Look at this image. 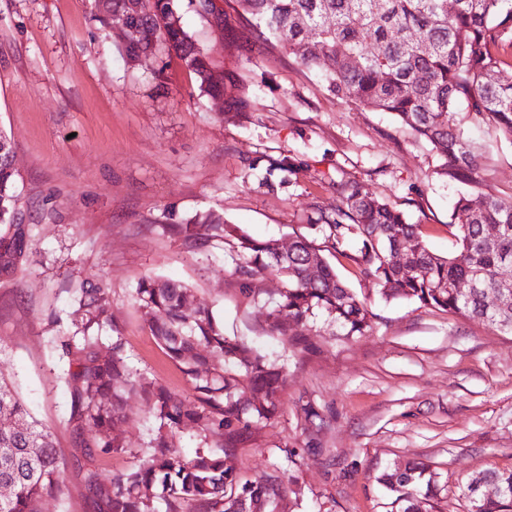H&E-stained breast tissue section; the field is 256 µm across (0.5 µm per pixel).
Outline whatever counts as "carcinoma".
<instances>
[{
  "instance_id": "cac0c4a2",
  "label": "carcinoma",
  "mask_w": 512,
  "mask_h": 512,
  "mask_svg": "<svg viewBox=\"0 0 512 512\" xmlns=\"http://www.w3.org/2000/svg\"><path fill=\"white\" fill-rule=\"evenodd\" d=\"M239 19L267 46L280 48L296 63L316 72L328 88L373 112H387L431 146L443 169L469 181L481 154L468 143L455 115H486L512 139V0H235ZM92 18L110 27L115 14L132 30L121 52L130 63L161 51L173 52L197 79L199 96L212 99L237 84V76L215 64L210 50L185 27V10L219 30L227 13L214 0H88ZM318 37L308 39L310 31ZM239 117L253 108L246 95L230 99ZM11 141L0 133V279L16 275L27 252L30 225L15 223L18 199ZM292 165L270 164L262 185L288 182ZM339 204L307 225V232L257 240L216 211L196 213L163 231L193 246L213 239L234 245L236 284L245 297L267 307L273 335L306 356L314 323L327 316L347 336L370 328L372 313L357 292L336 274L327 255H342L360 275L378 286L381 298L415 301L512 334V203L486 198L478 207L465 195L452 214L455 249L431 252L418 225L389 203L369 195L356 181L336 182ZM489 224L498 234H485ZM278 274L283 288L271 295L267 275ZM464 292H459V289ZM145 325L165 353L185 366L201 402L189 408L158 381L143 384L159 422L150 455L140 468L107 482L91 480L89 491L107 512H154V490L162 487L165 512H266L282 488L274 477L241 482L234 448L247 441L251 423L278 411L288 388V371L255 348L224 334V325L206 307H195L192 290L181 282L147 277L135 289ZM81 336L65 343L74 349L77 369L71 419L86 429L87 454L99 448L122 452L114 420L123 410L128 384L120 345L102 353L100 331L112 326L105 294L94 285L77 291ZM196 427L222 432L224 443L192 457L175 448L173 433ZM65 461L53 434L29 412L16 390L0 379V512H40L46 497L64 482ZM438 473L427 465L384 469L376 482L395 512H428L438 492ZM485 484L500 490L481 497ZM467 503L477 498L481 512H512V469H488L463 482Z\"/></svg>"
}]
</instances>
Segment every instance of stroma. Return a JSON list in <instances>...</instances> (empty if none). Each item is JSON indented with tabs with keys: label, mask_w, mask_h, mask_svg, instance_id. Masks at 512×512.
<instances>
[{
	"label": "stroma",
	"mask_w": 512,
	"mask_h": 512,
	"mask_svg": "<svg viewBox=\"0 0 512 512\" xmlns=\"http://www.w3.org/2000/svg\"><path fill=\"white\" fill-rule=\"evenodd\" d=\"M185 23L217 63L236 71L257 103L242 121L190 98L195 84L174 54L129 67L87 0H0V132L16 160L18 205L31 226L22 268L0 280V378L13 383L55 435L65 483L42 512H105L90 474L126 473L143 459L157 423L142 381L178 399L196 394L145 326L135 288L146 276L188 285L224 333L287 365L292 380L277 414L235 450L242 480L296 477L267 512H390L377 471L422 461L447 488L434 512H466L459 485L470 472L512 467V334L417 302L381 299L347 259L337 273L373 313L361 336L317 322L320 353L298 359L265 324L266 311L234 282L230 245L194 247L163 233L205 210L251 237L287 236L337 204L338 180L359 182L418 224L434 252L453 250V204L465 194L512 201V141L487 119L462 114L483 160L471 182L440 167L426 143L388 113L345 102L320 78L261 45L246 27ZM288 158L287 184L244 179L247 161ZM103 288L131 383L115 424L126 449L85 457L69 422L72 364L63 342L80 320L75 291ZM319 416L306 420L302 407Z\"/></svg>",
	"instance_id": "obj_1"
}]
</instances>
